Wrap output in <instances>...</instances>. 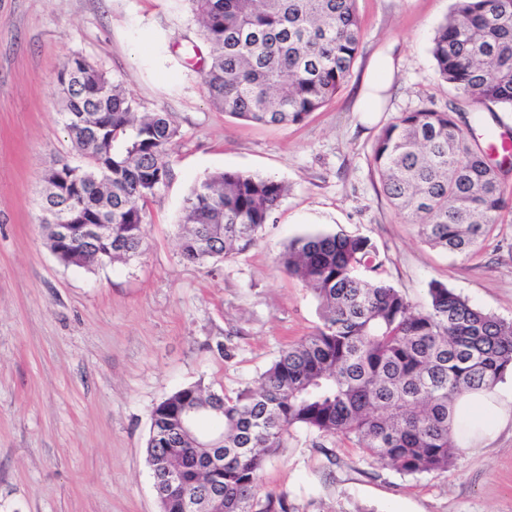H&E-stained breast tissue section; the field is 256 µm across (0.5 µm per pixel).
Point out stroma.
I'll use <instances>...</instances> for the list:
<instances>
[{
  "instance_id": "1",
  "label": "stroma",
  "mask_w": 512,
  "mask_h": 512,
  "mask_svg": "<svg viewBox=\"0 0 512 512\" xmlns=\"http://www.w3.org/2000/svg\"><path fill=\"white\" fill-rule=\"evenodd\" d=\"M451 5L356 0L361 38L347 82L303 122L272 126L211 106L183 0H0V512H158L145 460L153 407L197 383L235 395L321 324L313 294L278 263L294 237H368L382 277L417 307L437 280L512 319V214L474 255H451L394 212L371 165L378 134L400 113L457 99L431 54ZM384 47L397 64L389 103L355 111ZM76 52L141 111L172 113L180 128L173 177L149 206L145 252L89 270L58 263L37 202L43 170L75 156L56 74ZM222 170L284 181L288 195L255 247L188 262L184 200ZM262 486L287 492L293 512H512V417L447 470L419 475L296 431L267 459Z\"/></svg>"
}]
</instances>
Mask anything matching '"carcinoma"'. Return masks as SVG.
<instances>
[{"label": "carcinoma", "mask_w": 512, "mask_h": 512, "mask_svg": "<svg viewBox=\"0 0 512 512\" xmlns=\"http://www.w3.org/2000/svg\"><path fill=\"white\" fill-rule=\"evenodd\" d=\"M186 2L209 48L208 99L237 119L303 121L347 81L359 50L356 0ZM431 54L439 78L471 110H512V0H453ZM56 82L82 163L55 161L43 185L68 189L83 219L112 225V235L90 253L56 242L43 220L46 244L67 267L89 269L94 254L127 262L145 250L148 205L173 176L169 150L179 127L168 112L138 116L135 98L81 53L64 58ZM461 114L454 101L401 113L380 131L372 164L390 203L426 242L467 258L512 213V194L503 165L488 161ZM288 192L271 177L212 173L185 200L181 256L206 264L249 250ZM376 257L370 239L342 231L291 239L280 264L318 300L321 325L283 348L253 387L229 396L190 385L154 406L148 466L167 458L189 494L209 481L224 484V504L203 512H292L287 494L261 492V472L297 430L347 440L403 474L448 468L464 431L456 400L492 391L512 370V320L436 280L419 309L378 276ZM205 405L220 411L224 442V468L213 473L199 471L203 443L180 425L184 409Z\"/></svg>", "instance_id": "1"}]
</instances>
